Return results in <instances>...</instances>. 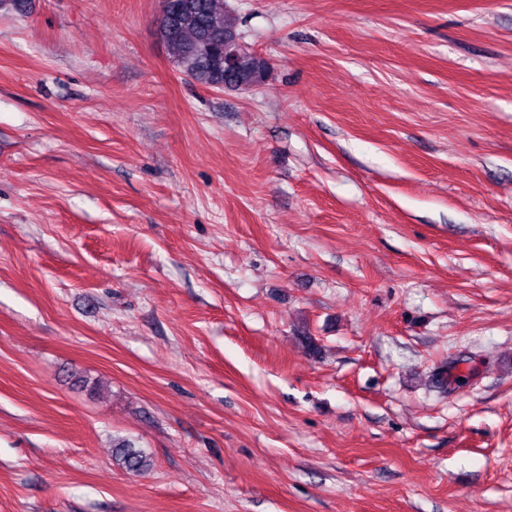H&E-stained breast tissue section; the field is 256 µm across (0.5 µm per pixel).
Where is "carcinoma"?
<instances>
[{
    "label": "carcinoma",
    "instance_id": "obj_1",
    "mask_svg": "<svg viewBox=\"0 0 512 512\" xmlns=\"http://www.w3.org/2000/svg\"><path fill=\"white\" fill-rule=\"evenodd\" d=\"M157 28L178 67L199 85L249 91L269 77L270 63L257 54L225 65L224 36L236 34L237 26L236 19L224 10V0H177V8L161 12ZM113 456L130 473L151 466L143 450L128 444L113 449Z\"/></svg>",
    "mask_w": 512,
    "mask_h": 512
}]
</instances>
